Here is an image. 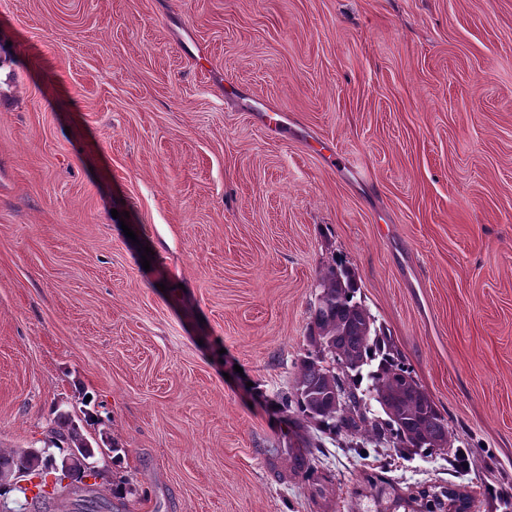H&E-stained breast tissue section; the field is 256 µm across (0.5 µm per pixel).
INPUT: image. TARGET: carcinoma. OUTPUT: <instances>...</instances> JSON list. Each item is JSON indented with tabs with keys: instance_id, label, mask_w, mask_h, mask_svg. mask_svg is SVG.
I'll list each match as a JSON object with an SVG mask.
<instances>
[{
	"instance_id": "cac0c4a2",
	"label": "carcinoma",
	"mask_w": 512,
	"mask_h": 512,
	"mask_svg": "<svg viewBox=\"0 0 512 512\" xmlns=\"http://www.w3.org/2000/svg\"><path fill=\"white\" fill-rule=\"evenodd\" d=\"M320 293L309 323V348L300 360L293 390L282 398V406L298 416V427L313 430L308 450L289 454V469L305 481L319 480L312 449L322 447V436H360L373 444L392 443L413 454L431 456L448 451V419L412 376L391 338L377 327L375 318L361 301L354 270L343 262L328 265L318 282ZM366 388H361L363 380ZM383 405L385 417L370 416L372 402ZM71 448L84 449L83 464H90L95 449L81 426L68 412L50 420L42 448H0V475L29 471L52 473L53 462ZM70 496L72 512H114V504L77 476ZM374 509L387 512L412 507L420 501V512H446L448 488L417 498L391 494L370 485L367 495Z\"/></svg>"
}]
</instances>
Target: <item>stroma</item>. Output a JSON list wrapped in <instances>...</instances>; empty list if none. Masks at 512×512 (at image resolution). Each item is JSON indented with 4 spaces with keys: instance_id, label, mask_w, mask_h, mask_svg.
<instances>
[{
    "instance_id": "1",
    "label": "stroma",
    "mask_w": 512,
    "mask_h": 512,
    "mask_svg": "<svg viewBox=\"0 0 512 512\" xmlns=\"http://www.w3.org/2000/svg\"><path fill=\"white\" fill-rule=\"evenodd\" d=\"M0 54V448L87 409L118 512H361L371 477L501 512L512 0H0ZM334 258L465 466L341 437L325 492L290 473Z\"/></svg>"
}]
</instances>
